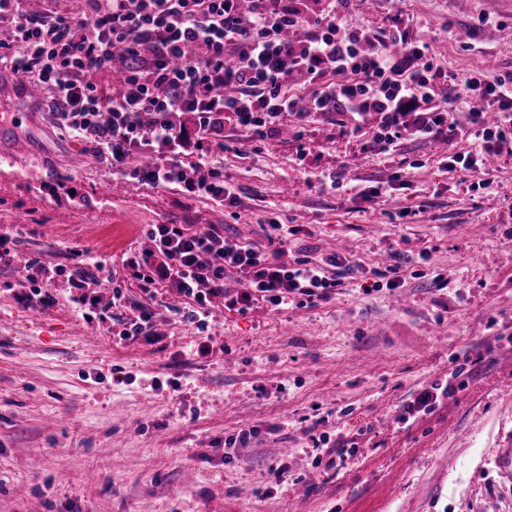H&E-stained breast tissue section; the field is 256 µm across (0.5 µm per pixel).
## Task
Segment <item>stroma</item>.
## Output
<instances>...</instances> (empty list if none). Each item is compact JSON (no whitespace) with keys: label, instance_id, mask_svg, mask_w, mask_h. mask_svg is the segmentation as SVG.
I'll use <instances>...</instances> for the list:
<instances>
[{"label":"stroma","instance_id":"1","mask_svg":"<svg viewBox=\"0 0 512 512\" xmlns=\"http://www.w3.org/2000/svg\"><path fill=\"white\" fill-rule=\"evenodd\" d=\"M343 14L429 43L461 123L487 109L465 79L512 72V0H347ZM376 132L372 115L354 130L288 113L262 134L225 121L210 158L231 203L113 173L44 101L26 142L0 140L18 158L0 164V230L16 242L0 263V512H512L496 464L512 437V152L489 174L451 170L430 141L371 150ZM151 224H220L284 261L340 252L353 270L312 306L215 303L201 333L173 288L143 291L126 266ZM396 262L399 287L363 292ZM143 303L149 326L121 338ZM460 360L458 387L402 422ZM325 437L354 445L341 468L314 465Z\"/></svg>","mask_w":512,"mask_h":512}]
</instances>
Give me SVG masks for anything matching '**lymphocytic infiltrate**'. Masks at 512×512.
Wrapping results in <instances>:
<instances>
[{"label":"lymphocytic infiltrate","instance_id":"1","mask_svg":"<svg viewBox=\"0 0 512 512\" xmlns=\"http://www.w3.org/2000/svg\"><path fill=\"white\" fill-rule=\"evenodd\" d=\"M57 2L46 0L34 13L28 0H0V27L10 31L0 43V71L42 89L56 122L73 139L92 144L112 168L130 166L141 151H157L152 165L133 168L153 188L223 199L224 174L210 164L204 145L223 133L228 117L255 133L273 129L287 112L311 120L336 113L356 123L374 113L376 143L384 151L406 130L447 142L463 132L455 113L435 100L443 73L429 45L409 40L398 23L377 31L348 27L339 10L346 0L311 25L302 0H252L246 15L239 0H81L72 11L57 9ZM300 27L301 39L285 38V31ZM397 43L404 49L399 60L389 50ZM118 46L124 55H115ZM101 73L122 86L120 96L90 82ZM298 85L312 87V95L300 99ZM464 87L490 111L470 115L478 150L453 154L451 161L484 168L512 144V73L491 78L479 71ZM178 112L195 114V144L173 122ZM104 114L110 117L105 124ZM190 146L196 160L188 165L178 153ZM196 167L208 168L210 180L194 181ZM147 236L152 249L127 260L133 278L147 287L170 284L187 302L182 319L200 328L217 299L240 313L259 299L278 310L328 299L341 285L336 269L349 264L336 252L288 263L225 236L220 224H154ZM231 272L240 286L228 293L224 278Z\"/></svg>","mask_w":512,"mask_h":512}]
</instances>
